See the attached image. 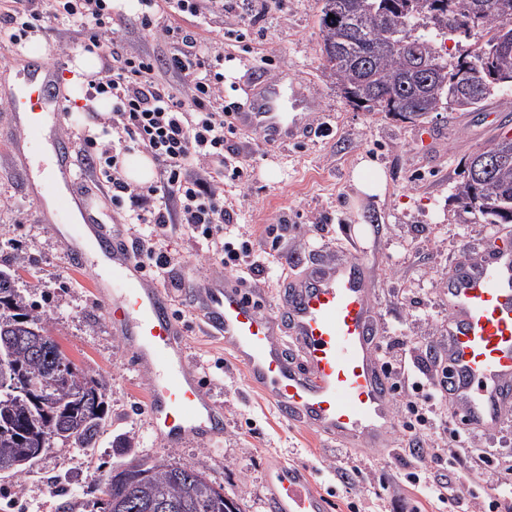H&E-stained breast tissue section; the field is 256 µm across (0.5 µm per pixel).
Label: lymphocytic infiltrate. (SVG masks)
<instances>
[{
	"instance_id": "lymphocytic-infiltrate-1",
	"label": "lymphocytic infiltrate",
	"mask_w": 512,
	"mask_h": 512,
	"mask_svg": "<svg viewBox=\"0 0 512 512\" xmlns=\"http://www.w3.org/2000/svg\"><path fill=\"white\" fill-rule=\"evenodd\" d=\"M142 30L153 40L169 45L164 62L146 51L122 45L117 33L122 15L113 13L108 0H0V41L21 44L28 30L51 17L67 27L69 37L58 44L60 53L98 50L103 66L85 88L87 101L107 96L112 109L99 122L95 135H81V149L91 160L94 174L112 194L113 206L129 207L137 224L136 249L156 278H165L172 256L156 246V239L177 224L191 237L214 244L222 266L255 270L249 242L233 245L224 238L234 211L224 204L225 181L244 182L246 161L224 151L234 130L227 118L236 103L224 101V76L213 72L210 49L196 32L178 25L179 17L223 13L224 0H136ZM175 74L177 83L163 80L159 66ZM147 152L157 167L154 183L137 186L126 179L123 163L134 151ZM432 365L411 354L396 362H380L383 375H396L393 390L409 386L418 397L409 401L418 427L410 444L420 457L442 461L433 427L439 422L443 394ZM477 474L459 493L450 476L425 485L428 495L452 507H461L466 495H477L497 455L493 448H473Z\"/></svg>"
}]
</instances>
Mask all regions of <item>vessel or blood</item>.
Masks as SVG:
<instances>
[{"instance_id": "b4317fda", "label": "vessel or blood", "mask_w": 512, "mask_h": 512, "mask_svg": "<svg viewBox=\"0 0 512 512\" xmlns=\"http://www.w3.org/2000/svg\"><path fill=\"white\" fill-rule=\"evenodd\" d=\"M9 100V139L42 145L47 128L65 110L57 68L29 59ZM231 119L234 129L257 133L270 144L307 138L312 129L304 117L284 112L282 89L270 83L247 87L245 105ZM50 143L54 177L25 186L50 204L47 228H66L69 264L101 273L94 292L133 368L150 381L146 412L152 433L167 447L217 436L224 410L203 392L188 364L171 296L146 274L134 247L95 217L76 219V143L62 136ZM444 292L448 386L461 400L459 425L466 431L499 426L512 418V248L488 241L460 264ZM203 301L234 361L283 417L331 440L370 447L381 446L395 428L390 385L373 340L377 312L358 259L312 265L293 284L282 311L273 314L227 284H212ZM287 336L301 364L288 358ZM269 484L273 512H326L325 498L299 469L274 466Z\"/></svg>"}]
</instances>
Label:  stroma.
Listing matches in <instances>:
<instances>
[{
  "mask_svg": "<svg viewBox=\"0 0 512 512\" xmlns=\"http://www.w3.org/2000/svg\"><path fill=\"white\" fill-rule=\"evenodd\" d=\"M112 6L124 16L118 39L164 59V47L141 30L132 0H112ZM321 7V0H280L259 18L255 0H249L239 12L181 20L221 54L225 102L242 101L245 86L284 77L317 98L318 109L308 119L320 130L309 140L269 146L258 134L241 132L227 142L248 161L251 176L242 184H225L224 196L237 213L241 239L266 258L262 272L246 274L242 291L272 313L280 308L283 280L302 278L319 261L357 257L369 277L378 335L394 347L414 348L421 358L424 344L448 333V306L439 285L489 234L512 244V223H469L456 202L468 158L512 135V111L498 113L491 123L482 109L415 120L353 108L321 59ZM33 36L42 60L59 66L69 97L60 133L96 129V113L84 109L87 78L74 75L72 55L58 50L67 36L61 22L45 20ZM365 159L386 174L382 194L364 196L352 184L353 171ZM77 170L78 189L92 198L98 221L133 238L125 209L113 206L85 165ZM40 213L10 140L0 138V265L15 269L19 294L46 317L66 356L105 380L107 418L95 447L54 443L20 476L0 480V512H56L61 494L95 496L109 471L160 458L202 467L241 512H271L268 474L279 463L303 470L325 496L328 512H448L447 505L408 482V473L428 479L441 469L420 462L402 431L390 432L382 449L332 441L282 418L250 385L221 339L208 333L196 290L183 286L204 275L232 284L238 277L222 268L210 243L179 231L156 242L176 259L164 285L175 296L195 374L224 408V434L160 446L144 410L148 377L130 367L92 291L91 273L69 266Z\"/></svg>",
  "mask_w": 512,
  "mask_h": 512,
  "instance_id": "35a3bbf8",
  "label": "stroma"
}]
</instances>
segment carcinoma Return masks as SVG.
<instances>
[{"instance_id":"1","label":"carcinoma","mask_w":512,"mask_h":512,"mask_svg":"<svg viewBox=\"0 0 512 512\" xmlns=\"http://www.w3.org/2000/svg\"><path fill=\"white\" fill-rule=\"evenodd\" d=\"M334 19H328L329 14ZM321 54L353 106L425 118L432 112H471L492 95L512 88V0H322L319 16ZM480 32L482 42L465 54L466 83L437 49V37ZM435 68L420 73L417 61ZM497 157L487 177L475 176L470 157L457 198L473 224L512 223V138L495 141ZM47 331L17 293L16 273L0 268V477L24 470L13 462L24 458L45 437L92 447L106 416L102 379L75 370L55 378L53 349L36 350L29 328ZM32 380L50 381L39 392H27ZM240 512L224 489L210 483L195 466L157 461L112 471L103 497L62 496L58 512Z\"/></svg>"}]
</instances>
